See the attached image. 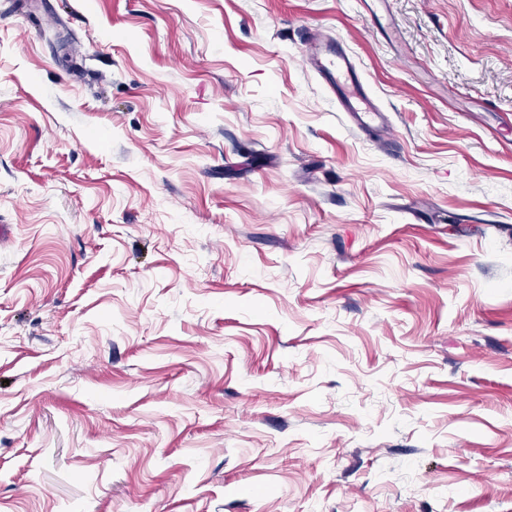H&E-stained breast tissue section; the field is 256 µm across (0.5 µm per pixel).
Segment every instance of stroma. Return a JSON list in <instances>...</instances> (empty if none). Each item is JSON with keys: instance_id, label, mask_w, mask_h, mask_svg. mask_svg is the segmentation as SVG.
Here are the masks:
<instances>
[{"instance_id": "35a3bbf8", "label": "stroma", "mask_w": 512, "mask_h": 512, "mask_svg": "<svg viewBox=\"0 0 512 512\" xmlns=\"http://www.w3.org/2000/svg\"><path fill=\"white\" fill-rule=\"evenodd\" d=\"M1 224L0 512H512V0H0ZM309 64L334 94L342 112H347L352 124L368 131H384L386 111L381 109L348 54L335 44L313 38Z\"/></svg>"}]
</instances>
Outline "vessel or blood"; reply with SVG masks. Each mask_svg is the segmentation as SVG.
<instances>
[{
	"mask_svg": "<svg viewBox=\"0 0 512 512\" xmlns=\"http://www.w3.org/2000/svg\"><path fill=\"white\" fill-rule=\"evenodd\" d=\"M309 63L334 94L341 111L352 124L368 131H382L387 116L366 88V83L348 54L341 48L313 39Z\"/></svg>",
	"mask_w": 512,
	"mask_h": 512,
	"instance_id": "vessel-or-blood-1",
	"label": "vessel or blood"
}]
</instances>
